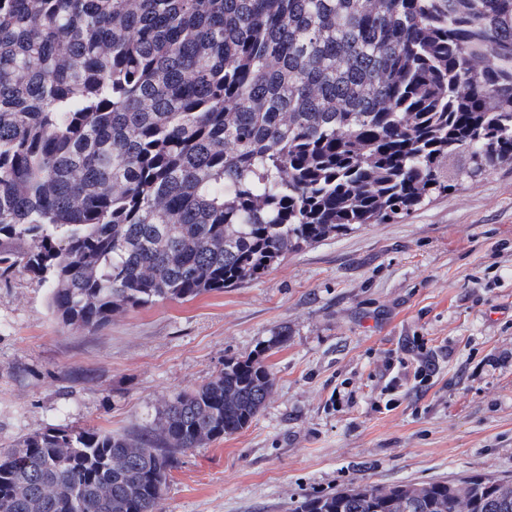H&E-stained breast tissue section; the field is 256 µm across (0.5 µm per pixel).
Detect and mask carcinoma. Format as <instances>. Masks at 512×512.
I'll return each instance as SVG.
<instances>
[{
	"mask_svg": "<svg viewBox=\"0 0 512 512\" xmlns=\"http://www.w3.org/2000/svg\"><path fill=\"white\" fill-rule=\"evenodd\" d=\"M509 163L512 0H0V276L50 281L67 325L240 286ZM287 339L175 394L164 430L25 435L0 494L162 512L183 456L258 417ZM464 483L291 512H512L511 479Z\"/></svg>",
	"mask_w": 512,
	"mask_h": 512,
	"instance_id": "carcinoma-1",
	"label": "carcinoma"
}]
</instances>
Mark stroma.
<instances>
[{
	"label": "stroma",
	"instance_id": "obj_1",
	"mask_svg": "<svg viewBox=\"0 0 512 512\" xmlns=\"http://www.w3.org/2000/svg\"><path fill=\"white\" fill-rule=\"evenodd\" d=\"M50 295L22 271L0 279V448L150 426L174 394L287 333L264 411L183 457L162 512H290L357 484L512 477L510 166L93 332L62 324Z\"/></svg>",
	"mask_w": 512,
	"mask_h": 512
}]
</instances>
